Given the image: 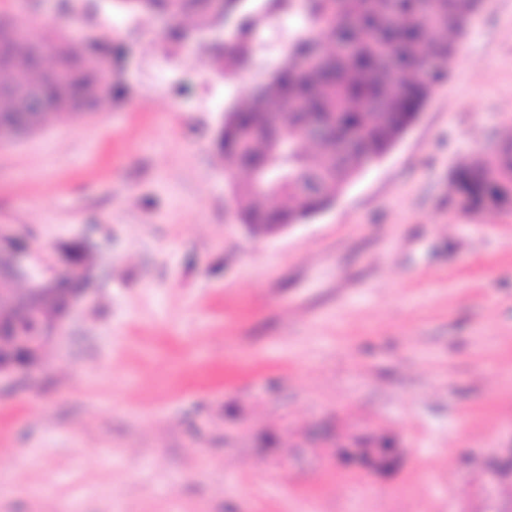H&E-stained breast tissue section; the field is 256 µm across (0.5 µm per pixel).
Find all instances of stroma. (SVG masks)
I'll use <instances>...</instances> for the list:
<instances>
[{
    "label": "stroma",
    "mask_w": 512,
    "mask_h": 512,
    "mask_svg": "<svg viewBox=\"0 0 512 512\" xmlns=\"http://www.w3.org/2000/svg\"><path fill=\"white\" fill-rule=\"evenodd\" d=\"M57 33L107 13L0 0ZM118 90L0 144V237L94 278L0 380V512H512V208L456 171L512 140V0H483L417 121L326 209L237 223L211 54L106 32ZM357 443L352 463L342 445Z\"/></svg>",
    "instance_id": "obj_1"
}]
</instances>
